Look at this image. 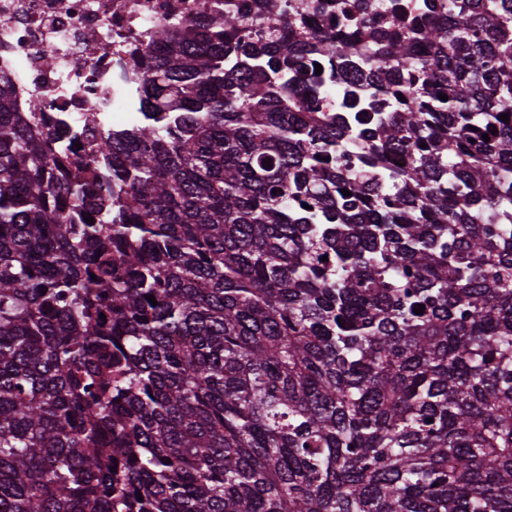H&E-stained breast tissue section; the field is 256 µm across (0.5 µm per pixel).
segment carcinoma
I'll return each instance as SVG.
<instances>
[{
	"instance_id": "obj_1",
	"label": "carcinoma",
	"mask_w": 512,
	"mask_h": 512,
	"mask_svg": "<svg viewBox=\"0 0 512 512\" xmlns=\"http://www.w3.org/2000/svg\"><path fill=\"white\" fill-rule=\"evenodd\" d=\"M222 2L85 158L0 78V512H512V0ZM237 5L238 13L246 21V33H253L257 29L277 31L283 26V16L279 13H265L257 16L253 0H233ZM245 32L243 34H245Z\"/></svg>"
}]
</instances>
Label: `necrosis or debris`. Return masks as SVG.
<instances>
[{
	"instance_id": "necrosis-or-debris-1",
	"label": "necrosis or debris",
	"mask_w": 512,
	"mask_h": 512,
	"mask_svg": "<svg viewBox=\"0 0 512 512\" xmlns=\"http://www.w3.org/2000/svg\"><path fill=\"white\" fill-rule=\"evenodd\" d=\"M216 0H0V76L8 78L20 112L42 103V120L57 124L61 141L78 136L79 156L99 133L126 127V89L159 23L192 28ZM104 52H96V45ZM51 60H44V52ZM86 57L82 67L73 60Z\"/></svg>"
}]
</instances>
